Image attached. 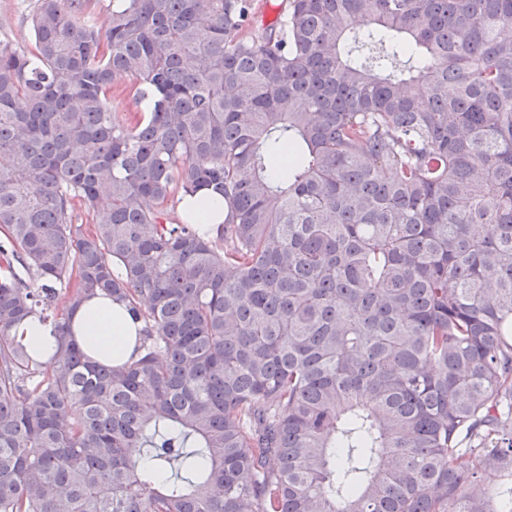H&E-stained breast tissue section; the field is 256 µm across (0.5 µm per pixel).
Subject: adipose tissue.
<instances>
[{
    "instance_id": "ef3b65f1",
    "label": "adipose tissue",
    "mask_w": 512,
    "mask_h": 512,
    "mask_svg": "<svg viewBox=\"0 0 512 512\" xmlns=\"http://www.w3.org/2000/svg\"><path fill=\"white\" fill-rule=\"evenodd\" d=\"M179 214H200L205 227L224 221V197L214 188H204L183 197ZM74 338L88 357L101 364H121L138 354V329L125 306L111 299L95 297L84 302L70 316Z\"/></svg>"
}]
</instances>
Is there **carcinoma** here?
Returning a JSON list of instances; mask_svg holds the SVG:
<instances>
[{"instance_id": "cac0c4a2", "label": "carcinoma", "mask_w": 512, "mask_h": 512, "mask_svg": "<svg viewBox=\"0 0 512 512\" xmlns=\"http://www.w3.org/2000/svg\"><path fill=\"white\" fill-rule=\"evenodd\" d=\"M98 2L0 45V512H512V0ZM132 83L133 80L127 77L116 81L115 95L112 96V110L114 112H136L137 110L144 112V103L137 105L130 97L126 96ZM122 91L124 92L122 93ZM205 204L201 205V201ZM179 212V213H178ZM170 211V220L178 222L180 215L183 218L186 214L201 212L204 226L208 229L215 228L217 224L224 222V196L212 187L199 190L194 196H184L182 200ZM69 322L74 338L92 361L116 365L137 357L141 325L124 305L95 297L79 306ZM14 332L18 339L31 349L52 351L56 344L51 327L36 319L19 325Z\"/></svg>"}]
</instances>
